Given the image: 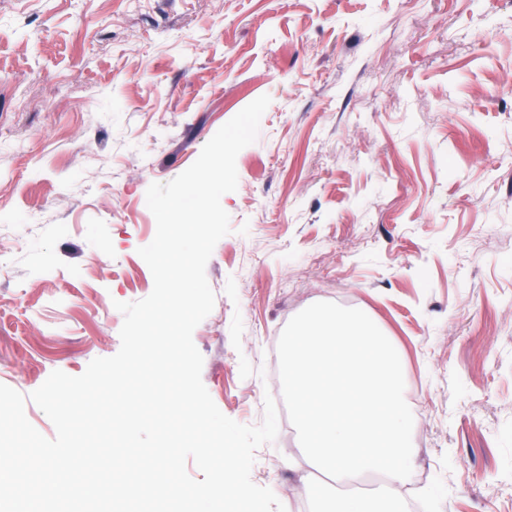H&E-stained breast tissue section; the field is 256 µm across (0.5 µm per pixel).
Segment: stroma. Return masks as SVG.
Instances as JSON below:
<instances>
[{
    "label": "stroma",
    "mask_w": 512,
    "mask_h": 512,
    "mask_svg": "<svg viewBox=\"0 0 512 512\" xmlns=\"http://www.w3.org/2000/svg\"><path fill=\"white\" fill-rule=\"evenodd\" d=\"M263 95L193 332L210 396L260 424L289 320L360 309L400 357L418 512H512V0H0V384L119 351L149 185ZM308 469L291 427L251 479L308 512Z\"/></svg>",
    "instance_id": "1"
}]
</instances>
